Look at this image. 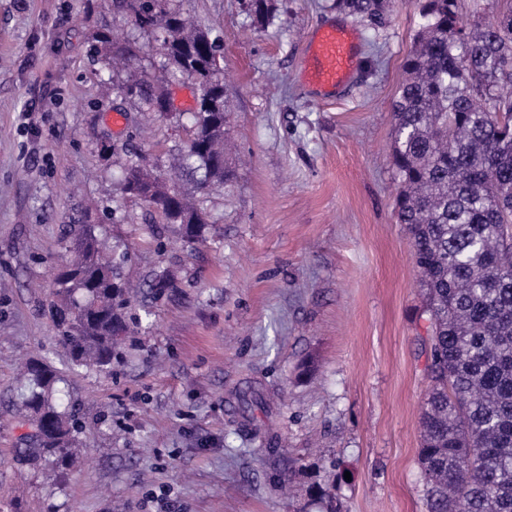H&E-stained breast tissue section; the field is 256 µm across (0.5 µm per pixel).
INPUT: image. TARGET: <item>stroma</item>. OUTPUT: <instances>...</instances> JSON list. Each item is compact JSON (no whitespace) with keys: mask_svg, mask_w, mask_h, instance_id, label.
Returning a JSON list of instances; mask_svg holds the SVG:
<instances>
[{"mask_svg":"<svg viewBox=\"0 0 512 512\" xmlns=\"http://www.w3.org/2000/svg\"><path fill=\"white\" fill-rule=\"evenodd\" d=\"M168 5L220 47L234 145L189 246L121 192L132 161L172 181L190 138L191 83L170 82L169 118L121 90L165 65L159 31L120 0H0V512H322L323 488L336 512H425L422 295L390 162L421 0H393L377 30L336 0H269L261 22L250 0ZM327 22L360 34L352 81L329 99L301 79ZM100 32L130 49L128 68H109ZM81 224L128 247L121 275L151 312L103 372L66 370L42 311ZM162 270L176 286L158 297ZM29 360L62 369L82 425L59 469L22 454ZM253 393L267 408L245 428Z\"/></svg>","mask_w":512,"mask_h":512,"instance_id":"35a3bbf8","label":"stroma"}]
</instances>
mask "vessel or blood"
<instances>
[{
  "label": "vessel or blood",
  "mask_w": 512,
  "mask_h": 512,
  "mask_svg": "<svg viewBox=\"0 0 512 512\" xmlns=\"http://www.w3.org/2000/svg\"><path fill=\"white\" fill-rule=\"evenodd\" d=\"M359 63V36L343 24L325 25L311 39L304 78L309 87L331 93L348 84Z\"/></svg>",
  "instance_id": "vessel-or-blood-1"
}]
</instances>
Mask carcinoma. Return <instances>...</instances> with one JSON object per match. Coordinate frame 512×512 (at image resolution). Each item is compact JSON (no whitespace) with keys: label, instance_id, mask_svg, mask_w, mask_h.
Segmentation results:
<instances>
[{"label":"carcinoma","instance_id":"obj_1","mask_svg":"<svg viewBox=\"0 0 512 512\" xmlns=\"http://www.w3.org/2000/svg\"><path fill=\"white\" fill-rule=\"evenodd\" d=\"M131 21L162 34L172 72L198 88L191 146L179 154L185 193L134 163L124 192L151 208L160 224L184 225L199 236L205 214L194 194L230 180L228 107L218 46L163 0H122ZM390 0H336V8L375 28ZM424 18L404 62L394 104L392 164L399 179L396 208L409 234L428 326L429 392L419 418L418 466L427 512H512V7L491 21L463 24L459 0H424ZM109 61L128 51L100 36ZM125 93L147 111L168 98L154 73L130 80ZM70 259L55 277L47 305L58 341L74 370L112 364L115 339L138 317L118 281L125 254L90 224L68 232ZM58 371L27 367L22 390L34 430L31 453L62 461L78 434L76 415L54 400Z\"/></svg>","mask_w":512,"mask_h":512}]
</instances>
